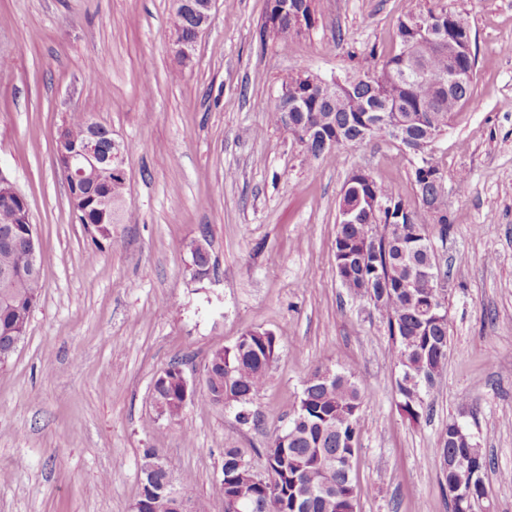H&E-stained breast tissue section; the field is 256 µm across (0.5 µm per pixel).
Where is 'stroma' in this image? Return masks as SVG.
<instances>
[{"label": "stroma", "instance_id": "stroma-1", "mask_svg": "<svg viewBox=\"0 0 512 512\" xmlns=\"http://www.w3.org/2000/svg\"><path fill=\"white\" fill-rule=\"evenodd\" d=\"M410 4L315 0V26L284 52L265 27L267 0H216L183 64L172 0H0V170L27 200L43 282L0 368V512H130L146 448L191 474L189 498L224 512L225 449L263 470L272 433L325 367L366 389L358 512H450L432 450L453 419L486 454L488 495L474 512H512V0L454 3L476 67L469 102L433 145L452 217L429 241L448 276L450 350L419 422L398 410L378 312L335 268L348 177L368 171L417 204L412 154L381 136L315 160L268 123L286 75L331 81L394 52ZM92 62L103 79L88 78ZM77 113L138 146L107 241L72 214L54 160ZM195 240L213 268L202 280ZM254 328L281 348L253 425L200 395L211 352ZM174 362L197 397L159 419L153 381Z\"/></svg>", "mask_w": 512, "mask_h": 512}]
</instances>
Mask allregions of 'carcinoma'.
Here are the masks:
<instances>
[{
  "label": "carcinoma",
  "instance_id": "obj_1",
  "mask_svg": "<svg viewBox=\"0 0 512 512\" xmlns=\"http://www.w3.org/2000/svg\"><path fill=\"white\" fill-rule=\"evenodd\" d=\"M300 12L305 18L315 13L314 0H269L267 20H278L271 27L286 51L292 42L289 17ZM463 19L461 12L442 3L425 0L399 18L395 40L398 51L376 59L372 71L380 81L376 88L351 76L347 88L339 94H327L316 85L291 75L282 84L293 85L299 92L297 106L288 110L275 104L270 124L286 128L284 116L290 113L297 125L336 131V146L356 145V130L373 125L369 137H392L383 116L398 115L405 123L406 137L397 140L412 150L427 127L436 125L445 131L448 120L471 98L472 80H455L458 72L474 70L476 53L457 52L448 44V13ZM428 22L433 35L420 38L415 20ZM86 115L70 117L73 138L82 141L89 129ZM439 167L435 155L417 157L413 182L418 201L437 196L443 215L437 217L424 207L411 206L383 182L356 179L344 189L339 206L357 208L354 224H337L335 257L347 258L344 267L336 266L342 285L360 298L376 299V307L392 341L390 359L399 376L396 381L399 408L410 420L417 421L426 409L425 395L438 382L448 360V321L424 320V307L433 298V289L420 277L419 269L433 266L431 250H421L399 233V225L412 220L423 232L430 225H440V234H448L450 211L445 194L431 181ZM91 191L112 199V211L104 214L85 205L76 214L82 224L97 228V235L108 240L112 225L118 223V209L126 191V181L107 172L90 181ZM390 200L382 211L369 203L374 197ZM25 227L24 217L12 207L0 204V271L10 270L18 279L10 284L0 281V365L13 356L14 338L26 334L30 314L41 292V275L31 272V256L20 237L4 239L12 227ZM281 340L274 333L256 328L239 336L232 345L212 351L205 372L204 401L223 403L239 409L238 418L247 423L249 406L268 387L271 371L278 358ZM335 379L326 382L313 371L305 380L293 418L283 432L274 433L264 454L266 474H258L247 464L237 448L224 449V512L232 502L238 512H357L359 489L352 478V467L343 460H353L358 451L360 421L366 398L364 388L341 370H333ZM156 416L177 418L183 408V388L176 365H171L156 388ZM445 479L448 458H470L480 468L486 455L479 442L466 432L446 434L433 449ZM160 478L151 485H140L138 500L142 512H171L168 502L155 493Z\"/></svg>",
  "mask_w": 512,
  "mask_h": 512
}]
</instances>
